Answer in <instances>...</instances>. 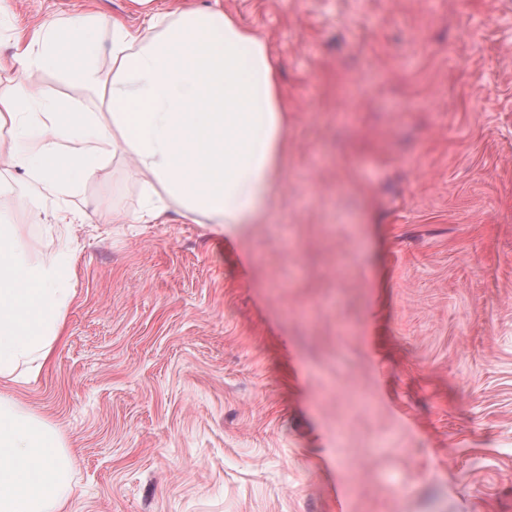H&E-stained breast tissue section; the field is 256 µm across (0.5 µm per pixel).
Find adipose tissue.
Masks as SVG:
<instances>
[{
    "label": "adipose tissue",
    "mask_w": 512,
    "mask_h": 512,
    "mask_svg": "<svg viewBox=\"0 0 512 512\" xmlns=\"http://www.w3.org/2000/svg\"><path fill=\"white\" fill-rule=\"evenodd\" d=\"M133 2L136 29L90 8L15 31L14 54L0 57L12 76L0 99V126L16 131L11 157L49 193L97 177L111 156L130 157L145 203L113 214L116 224H163L172 209L196 224L257 223L276 198L288 149V100L266 40L217 2L176 12L164 0ZM72 33L84 41L67 65L61 50ZM103 54L111 72L97 63ZM57 68L107 89V124L38 97L37 74ZM17 235L0 221V379L13 383L49 363L69 299L58 262L12 248ZM71 469L59 433L0 394V512H64Z\"/></svg>",
    "instance_id": "1"
}]
</instances>
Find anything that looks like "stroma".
Wrapping results in <instances>:
<instances>
[{"label": "stroma", "instance_id": "35a3bbf8", "mask_svg": "<svg viewBox=\"0 0 512 512\" xmlns=\"http://www.w3.org/2000/svg\"><path fill=\"white\" fill-rule=\"evenodd\" d=\"M218 1L290 104L259 223L106 224L140 204L130 159L55 197L0 155L17 246L73 290L12 390L73 460L65 512H512V0ZM91 5L141 24L0 0V54Z\"/></svg>", "mask_w": 512, "mask_h": 512}]
</instances>
